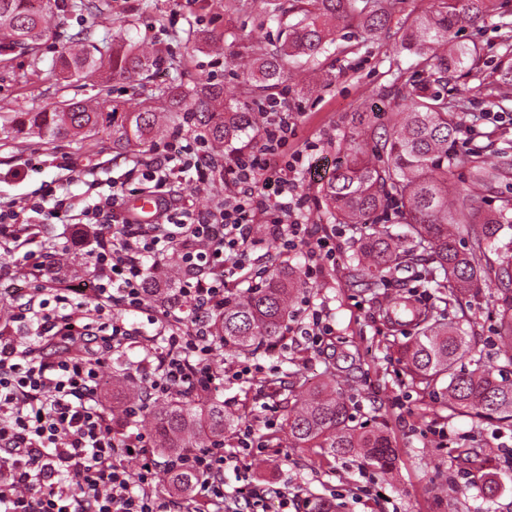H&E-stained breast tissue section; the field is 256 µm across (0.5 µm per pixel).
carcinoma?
I'll return each mask as SVG.
<instances>
[{
    "label": "carcinoma",
    "instance_id": "1",
    "mask_svg": "<svg viewBox=\"0 0 512 512\" xmlns=\"http://www.w3.org/2000/svg\"><path fill=\"white\" fill-rule=\"evenodd\" d=\"M396 0H288L275 12L286 28L279 44L256 57L243 79L266 93L277 89L299 57L315 59L325 52L327 37L336 29L355 27L367 39L393 33L395 45L414 52L425 76L405 82L394 94L391 129L377 135L362 126L346 162L321 186L330 217L359 231V245L348 274L352 287L371 290L386 286L401 268L421 267L418 287L432 291L435 302L421 304L409 292L383 297L388 320L413 330L411 341L398 348L411 380L429 392L448 396V415L465 414L476 422L496 421L512 427V381L490 368L465 371L459 362L470 350L469 332L449 317L448 307L462 304L483 277H493L500 297L498 357L512 366V261L489 263L487 251L500 232L512 229V218L501 212L485 214L480 192L494 188L508 169V155L495 159L458 155L452 151L461 131L460 105L441 92L442 79L470 69L480 59L475 44L456 40L463 24H475L494 10L495 0H437L432 11L408 17L391 31ZM66 8L102 16V0H70ZM51 0L39 9L32 0H0V56L37 57L51 31ZM73 51H63L55 67L64 87H76L99 77L98 97L89 102L62 100L50 111L0 114V133L17 139L34 134L44 143L67 138L86 139L110 127L120 104L112 100L110 81L148 76L161 59L116 37L93 41L81 33L72 38ZM492 85L501 104L512 102V59L499 63ZM172 127L198 131L216 144L230 143L253 126L251 107L224 97V86L208 77L193 87L172 83L146 94L125 113L121 147L146 143L156 132L159 110ZM466 167L469 182L454 180L453 169ZM393 210L403 231L378 224L376 215ZM466 233L469 246L461 244ZM301 281L286 265L265 272L246 290L224 293V308L213 319L219 347L232 356L249 355L278 344L287 330L288 308ZM288 441L291 448H321L332 457L358 451L368 465L386 469L395 460L392 440L383 430L353 424V417L335 380L304 395L289 392ZM155 421L159 448L170 456L189 448L224 441L239 416L224 411V403L186 396L174 390L149 411ZM192 471L167 473L168 486L178 494L191 492Z\"/></svg>",
    "mask_w": 512,
    "mask_h": 512
}]
</instances>
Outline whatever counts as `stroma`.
I'll use <instances>...</instances> for the list:
<instances>
[{
    "mask_svg": "<svg viewBox=\"0 0 512 512\" xmlns=\"http://www.w3.org/2000/svg\"><path fill=\"white\" fill-rule=\"evenodd\" d=\"M108 26H100L90 13L58 10L53 23L57 33L45 44L40 61L14 54L0 61V112L49 108L61 91L52 72L59 51L70 48L72 34L83 31L99 40L105 34L123 35L163 57L180 60V70L161 66L152 86H165L174 78L193 84L211 76L222 82L228 96L252 103L257 124L239 140L223 146L205 144L218 162L230 161L241 151L262 145L263 127L276 118L271 101L288 103L296 113V133L289 138L282 161H295V177L306 204L302 223L312 225L328 238L335 252L300 246L283 251L267 236L249 246L246 274L236 288L248 286L247 274L289 261L300 271L305 286L290 303L288 330L272 349L231 357L221 349L210 356L219 378L213 397L225 409L242 412L235 434L225 443L237 450L239 433L251 428L260 447L241 453L237 469H226L227 490L241 489L253 496L254 512H277V492L290 501L288 512H310L312 499L321 495L336 500L339 512H512V427L476 424L466 416L448 417L445 399L413 383L397 362L396 343L405 342L400 327L385 323L380 298L361 288L349 287L347 275L356 249L351 225L329 217L319 191V181L309 176L319 169L331 176L345 161L350 136L359 117L374 128L390 123L395 87L416 80L421 70L412 52L396 51L391 37L367 39L355 29L338 30L326 52L317 59L295 61L289 79L271 97L255 98L242 72L251 57L280 39L277 21L257 29L268 0H109ZM497 9L485 22L461 29L457 38L477 43L482 56L474 69L454 75L447 89L459 101L465 128L456 141L457 153L493 155L512 153V104L508 117L497 123L481 120L484 112L497 111L491 75L498 62L512 58V39L505 38L512 25V0H496ZM116 127L100 129L91 139L61 141L48 146L35 136L0 147V202L22 206L32 203L40 186L55 183L69 194L76 210L88 202L90 178L117 179L125 184V197L138 195L143 184L126 179L133 160L149 162L153 143L130 144L117 150L112 141ZM177 207L199 212L212 210L224 200L221 178L207 184L174 183ZM31 279L16 274L8 258L0 257V307L10 316L33 294ZM498 290L487 280L467 297L465 310L473 325L471 351L462 361L466 369L476 362L495 364L499 320L494 308ZM320 311L331 334L312 338L303 328ZM0 317V327L17 336L36 338L35 324L26 325ZM299 369L307 386L336 376L349 402L356 424L386 426L395 449L392 469L382 471L357 457L332 458L317 448L288 445V405L281 392L287 374ZM238 451V450H237ZM493 474L502 488L494 501H486L481 484Z\"/></svg>",
    "mask_w": 512,
    "mask_h": 512,
    "instance_id": "1",
    "label": "stroma"
}]
</instances>
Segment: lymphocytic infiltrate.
Returning <instances> with one entry per match:
<instances>
[{"instance_id":"1","label":"lymphocytic infiltrate","mask_w":512,"mask_h":512,"mask_svg":"<svg viewBox=\"0 0 512 512\" xmlns=\"http://www.w3.org/2000/svg\"><path fill=\"white\" fill-rule=\"evenodd\" d=\"M294 127V112L281 106L275 123L262 130L259 152L237 156L222 168L186 142L181 131L170 133L157 146L154 162L141 171L161 201L155 224L126 218L105 235L103 226L115 216L120 191H101L96 181L83 220L73 219L72 203L50 185L31 203V211L44 220L69 225L70 243L84 249L93 266L95 306L73 302L78 288L54 261L34 265L29 255L16 258L20 272L32 267L44 277L56 303L49 312L27 305L18 319L35 315L41 336L60 339L65 348L49 354L0 330V512H181L179 499L152 491L156 463L146 451V435L115 427L103 401L104 369L133 332L121 319L106 325L96 318L119 306L148 314L166 334L167 346L154 355L141 404L155 403L174 389H211L216 375L210 366V316L244 267L254 226L270 209L289 213L304 203L287 169L273 165ZM219 170L233 186L219 213L172 208L173 180L205 184ZM178 240L185 244L182 260L189 275L173 289L166 309L158 310L148 286L165 247ZM182 308L191 314L185 330L177 315ZM125 456L139 458L138 471L120 465ZM230 461L223 449L200 448L166 460L165 467L199 471L192 498L195 505L208 506L224 498Z\"/></svg>"}]
</instances>
